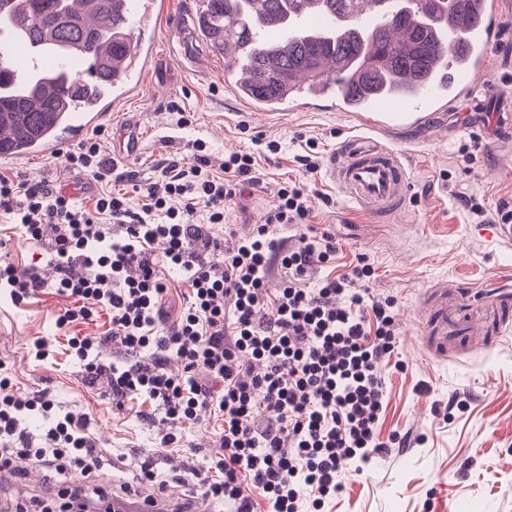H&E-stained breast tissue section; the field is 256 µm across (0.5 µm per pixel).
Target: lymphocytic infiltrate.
<instances>
[{
	"mask_svg": "<svg viewBox=\"0 0 512 512\" xmlns=\"http://www.w3.org/2000/svg\"><path fill=\"white\" fill-rule=\"evenodd\" d=\"M296 161L304 177L282 186L263 224L226 247L209 228L224 221V208L240 184L252 181L256 158L225 155L214 174L204 142H194L199 163L190 169L159 166L160 187L140 207L125 193L97 194L92 208L47 179L0 176V216L22 225L52 255V278L36 267L0 264V288L21 301L50 286L72 298L57 318L61 328L108 311L106 339L74 336L69 347L84 365L89 385L102 387L117 408L135 396L160 410L159 445L179 447L182 425L202 414L220 418L222 452L209 471H192L204 498L232 512H324L341 492L346 465L367 463L404 447L378 428L388 406L389 372L396 361L398 324L390 296L365 298L356 283H370L374 269L357 255L348 272L331 276L336 259L331 235H308L304 224L318 198L320 157L314 139ZM72 169L103 181L114 165L100 139L68 156ZM126 228L114 238L113 225ZM183 273L188 300L174 321L164 312L166 283L156 255ZM286 277L270 287L273 266ZM124 348L133 363L119 367L103 356V341ZM179 361L182 372L167 370ZM220 383L213 394L201 377ZM38 414L47 425L39 447L22 426ZM28 459L70 484L77 512L94 497L83 487L103 460L86 414L57 412L47 393L15 394L0 378V471Z\"/></svg>",
	"mask_w": 512,
	"mask_h": 512,
	"instance_id": "obj_1",
	"label": "lymphocytic infiltrate"
}]
</instances>
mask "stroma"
Wrapping results in <instances>:
<instances>
[{"instance_id": "obj_1", "label": "stroma", "mask_w": 512, "mask_h": 512, "mask_svg": "<svg viewBox=\"0 0 512 512\" xmlns=\"http://www.w3.org/2000/svg\"><path fill=\"white\" fill-rule=\"evenodd\" d=\"M174 46L170 27H163L144 91L109 110L97 132L108 147L121 127H141V154L131 162L118 156L114 163L118 172L133 173L142 188L156 181L159 160H183L188 140L206 141L216 165L227 153L258 152L260 142L278 141L280 153L260 154L256 181L233 199L223 223L211 226L215 237H223L228 226L241 234L251 231L263 222L280 185L302 179L294 160L300 137L314 138L327 157L344 139L363 132L359 113L316 111L301 98L290 112L259 110L225 89L222 55L200 43L195 58L187 61ZM488 64L487 76L499 82L500 96L488 98L483 111H471L463 103L424 125L378 131V139L400 153L410 170V192L398 210H350L325 174L316 177L317 189L329 195L332 204L314 203L310 222L335 233L337 266L355 255H367L374 268L373 294L395 299L398 351L407 365L405 375L392 379L382 426L383 435L405 436V447L374 459L360 472L346 466L344 489L329 504V512H512V326L499 336L494 352L483 347L491 331L483 295L494 286L512 290V242L498 239L489 225L470 223L458 200L459 193L474 194L491 211L512 204V142L496 147L484 133L500 98L512 100V77L500 55H492ZM180 109L189 119L187 125L177 123ZM168 135L180 137L181 145L167 146ZM473 138L480 140L483 153L468 165L458 148ZM0 175L45 177L61 186L74 172L67 160L33 153L0 157ZM0 259L22 268L44 264L47 254L22 226L0 218ZM443 289L452 302L465 292L473 296L470 313L448 316L449 335L463 337V344L445 350L414 332L433 305V292ZM73 305L50 287L20 302L1 293L0 371L10 377L16 393L45 391L60 410L89 416L90 432L107 459L94 474V487L106 493L121 487L134 496L161 481L176 501L191 503L199 489L186 475L219 455L216 424L207 420L184 425V449H160L148 417L150 401L140 399L120 410L87 386L68 340L105 337L110 317L102 311L93 320L58 329V315ZM38 339L45 340L48 349L41 360L30 352ZM420 381L427 384L428 393L416 392ZM463 395L469 401L465 412L446 419L434 412L433 401ZM145 461L151 463V473L141 471ZM51 483L43 467L17 460L11 477L0 481V512H42Z\"/></svg>"}]
</instances>
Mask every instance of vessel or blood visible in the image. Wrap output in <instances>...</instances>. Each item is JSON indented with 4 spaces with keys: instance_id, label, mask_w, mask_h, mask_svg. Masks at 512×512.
Wrapping results in <instances>:
<instances>
[{
    "instance_id": "b4317fda",
    "label": "vessel or blood",
    "mask_w": 512,
    "mask_h": 512,
    "mask_svg": "<svg viewBox=\"0 0 512 512\" xmlns=\"http://www.w3.org/2000/svg\"><path fill=\"white\" fill-rule=\"evenodd\" d=\"M475 22L469 29L468 49L464 54H449L445 72L429 84L399 94L382 103L373 104L374 126L381 127L398 119L424 123L433 113L453 104L476 99L482 91L477 78L485 72L490 54L503 52L507 23V0H470ZM118 12L134 33L118 67L110 92H91L80 109L64 113L49 131L38 150L42 155L57 158L100 126L105 114L100 104L104 99L119 103L139 93L155 61L154 50L161 23L168 15L167 0H120ZM68 57L46 55L39 58L23 55L14 61L19 76L32 71L68 69ZM289 93L309 99L331 100L338 111L348 105L339 96L337 84H323L311 78L291 82ZM144 137L136 125L124 129L116 151L127 159L139 156ZM328 179L352 205L372 210H392L403 200L410 187L409 169L401 154L377 139L356 135L342 141L328 161ZM170 497L155 494L113 499L115 512H170Z\"/></svg>"
}]
</instances>
